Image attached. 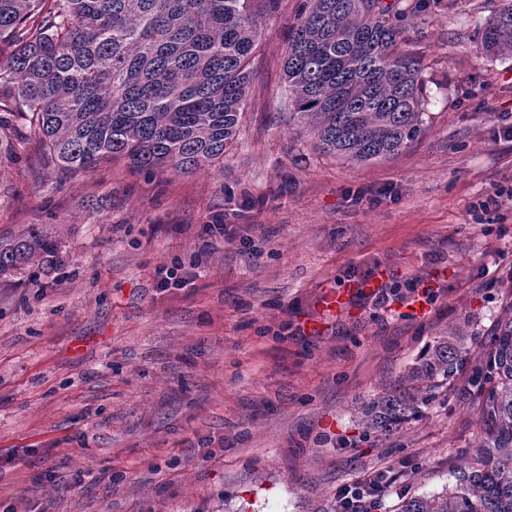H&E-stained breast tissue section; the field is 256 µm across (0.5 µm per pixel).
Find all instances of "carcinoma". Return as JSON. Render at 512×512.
Segmentation results:
<instances>
[{
    "label": "carcinoma",
    "mask_w": 512,
    "mask_h": 512,
    "mask_svg": "<svg viewBox=\"0 0 512 512\" xmlns=\"http://www.w3.org/2000/svg\"><path fill=\"white\" fill-rule=\"evenodd\" d=\"M0 0V112L25 114L43 163L89 173L120 163L188 174L224 158L247 104L261 21L279 0ZM427 0H301L283 81L288 121L320 151L352 164L387 160L422 134V62L406 30ZM490 56L512 55V0L478 32ZM58 258L36 231L0 249V276ZM470 336L429 344L403 386L364 408L382 438L428 402L430 389L470 369L481 406L476 457L444 491L402 500L399 512H512V316L468 366Z\"/></svg>",
    "instance_id": "cac0c4a2"
}]
</instances>
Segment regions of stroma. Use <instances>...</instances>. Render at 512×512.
<instances>
[{
  "instance_id": "1",
  "label": "stroma",
  "mask_w": 512,
  "mask_h": 512,
  "mask_svg": "<svg viewBox=\"0 0 512 512\" xmlns=\"http://www.w3.org/2000/svg\"><path fill=\"white\" fill-rule=\"evenodd\" d=\"M299 0L263 21L235 142L189 175L45 167L19 115L0 150V249L30 229L60 264L0 277V512H384L475 456L464 375L366 437L361 406L436 337L485 339L512 307V58L476 54L500 0H434L407 33L428 110L401 154L353 165L288 119ZM207 224H225L211 240ZM181 265L186 284L161 285ZM380 280L389 300L332 288ZM371 480H361L358 487H350L342 492L340 498V512H376L381 511L379 491H372L367 488Z\"/></svg>"
}]
</instances>
